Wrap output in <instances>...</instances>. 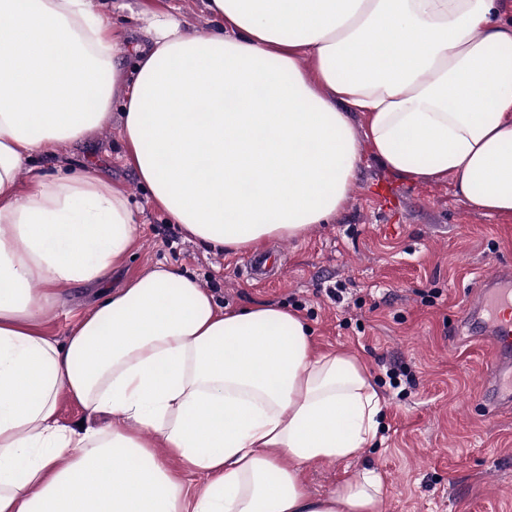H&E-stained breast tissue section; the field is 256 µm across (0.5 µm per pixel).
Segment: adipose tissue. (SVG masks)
I'll use <instances>...</instances> for the list:
<instances>
[{
    "label": "adipose tissue",
    "mask_w": 512,
    "mask_h": 512,
    "mask_svg": "<svg viewBox=\"0 0 512 512\" xmlns=\"http://www.w3.org/2000/svg\"><path fill=\"white\" fill-rule=\"evenodd\" d=\"M203 4L216 32L152 16L128 74L96 0H0V512H379L385 491L373 468L309 491V463L377 442L385 401L295 312H226L158 265L64 341L42 332L57 288L101 282L139 235L123 189L30 167L110 128L113 107L154 204L219 251L328 223L365 144L401 178L452 179L512 220L507 0ZM63 396L102 426L61 424Z\"/></svg>",
    "instance_id": "adipose-tissue-1"
}]
</instances>
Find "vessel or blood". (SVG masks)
I'll list each match as a JSON object with an SVG mask.
<instances>
[{"label":"vessel or blood","mask_w":512,"mask_h":512,"mask_svg":"<svg viewBox=\"0 0 512 512\" xmlns=\"http://www.w3.org/2000/svg\"><path fill=\"white\" fill-rule=\"evenodd\" d=\"M512 268L497 267L487 274L478 292L466 305L460 327L482 337L490 348L489 369L481 385L479 399L487 410L512 406Z\"/></svg>","instance_id":"1"}]
</instances>
